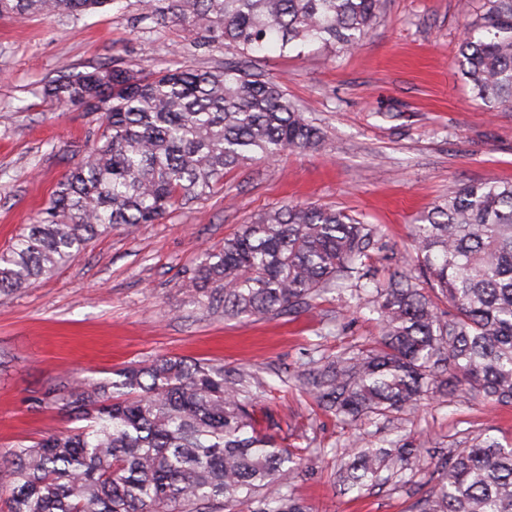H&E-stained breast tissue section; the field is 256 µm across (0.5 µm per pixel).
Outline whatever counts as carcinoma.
I'll return each instance as SVG.
<instances>
[{"mask_svg": "<svg viewBox=\"0 0 512 512\" xmlns=\"http://www.w3.org/2000/svg\"><path fill=\"white\" fill-rule=\"evenodd\" d=\"M111 0H0V15L93 12ZM379 0H145L147 13L248 59L269 47L349 48L371 30ZM456 65L489 110L512 107V0H487ZM99 112L100 137L60 181L33 223L0 250V292L30 288L100 235L155 224L258 157L318 147L323 137L274 81L243 65L114 64L63 74L43 88ZM379 229L314 203L258 214L203 254L183 280L210 315L293 313L331 288L376 311L379 347L307 373L316 401L356 422L417 408L448 386L436 371L498 406L512 405V181L459 183L417 218V264L362 283ZM255 394L224 365L157 357L114 378L59 382L30 399L67 426L0 454L11 488L0 512H223L260 497V512H309L284 491L291 453L264 432ZM413 445L363 450L340 470L362 486L404 469ZM438 483L416 512H512V444L478 438L436 464Z\"/></svg>", "mask_w": 512, "mask_h": 512, "instance_id": "cac0c4a2", "label": "carcinoma"}]
</instances>
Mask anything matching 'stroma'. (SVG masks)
<instances>
[{
	"label": "stroma",
	"instance_id": "stroma-1",
	"mask_svg": "<svg viewBox=\"0 0 512 512\" xmlns=\"http://www.w3.org/2000/svg\"><path fill=\"white\" fill-rule=\"evenodd\" d=\"M486 0H380L358 46L321 45L258 54L251 72L282 83L324 141L278 159H256L222 187L178 206L156 224L117 228L34 287L0 293V450L65 427L29 400L65 377L104 378L157 356L221 363L257 376L255 405L301 459L287 483L310 512H412L436 483L450 450L482 434L512 440V407L463 393L434 396L414 411L346 423L298 381L310 361L371 349L375 312L349 295L323 294L293 315L225 319L203 313L182 283L199 256L263 210L314 202L360 215L381 230L369 250L371 281L409 270L412 226L455 183L512 180V111H487L455 56ZM112 61L144 71L237 65L214 42L145 15L142 0H114L87 14L0 17V248L32 223L102 131L99 113L43 95L60 69L83 73ZM419 446L405 477L380 471L369 487L340 485L339 455L351 440Z\"/></svg>",
	"mask_w": 512,
	"mask_h": 512
}]
</instances>
